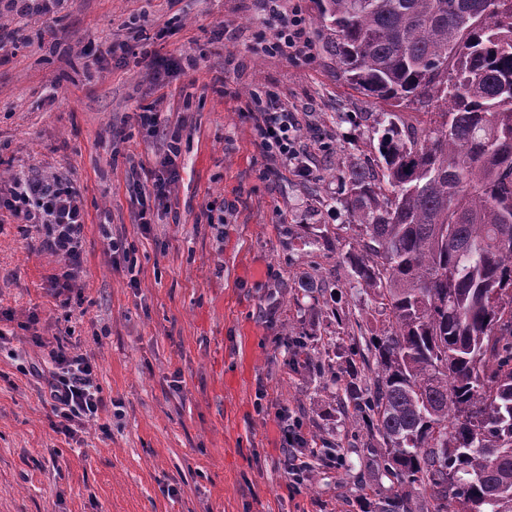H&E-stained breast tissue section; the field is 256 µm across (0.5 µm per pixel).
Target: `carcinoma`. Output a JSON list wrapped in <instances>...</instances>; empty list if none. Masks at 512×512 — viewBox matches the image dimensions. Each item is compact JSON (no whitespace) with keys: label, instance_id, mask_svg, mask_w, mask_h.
<instances>
[{"label":"carcinoma","instance_id":"1","mask_svg":"<svg viewBox=\"0 0 512 512\" xmlns=\"http://www.w3.org/2000/svg\"><path fill=\"white\" fill-rule=\"evenodd\" d=\"M315 4L336 77L437 108L422 128L386 113L378 155L340 173L356 232L342 262L387 322L364 343L355 323L335 379L372 470L364 499L512 512V0ZM307 339L285 337L293 361H313Z\"/></svg>","mask_w":512,"mask_h":512}]
</instances>
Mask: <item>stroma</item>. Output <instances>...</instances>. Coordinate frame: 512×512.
<instances>
[{"instance_id": "stroma-1", "label": "stroma", "mask_w": 512, "mask_h": 512, "mask_svg": "<svg viewBox=\"0 0 512 512\" xmlns=\"http://www.w3.org/2000/svg\"><path fill=\"white\" fill-rule=\"evenodd\" d=\"M300 10L311 56L267 52L279 14L259 0H59L52 12L0 13V189L18 174L63 175L83 192L82 271L56 288L60 264L23 222L0 211V512H361L366 471L333 376L346 323L382 318L348 287L340 256L352 230L339 169L371 156L363 113L390 106L337 80ZM57 39H50L47 28ZM173 61L164 82L139 59ZM277 98L299 125L310 177L253 141L255 98ZM150 107L180 129L170 197L134 221L136 185L166 153L140 127ZM324 225L328 244H307ZM137 258L116 266L104 232ZM336 285L341 318L304 293ZM306 333L324 372H293L283 338ZM88 356L107 402L72 436L51 426L42 364L57 343ZM341 448L293 486L276 414Z\"/></svg>"}]
</instances>
